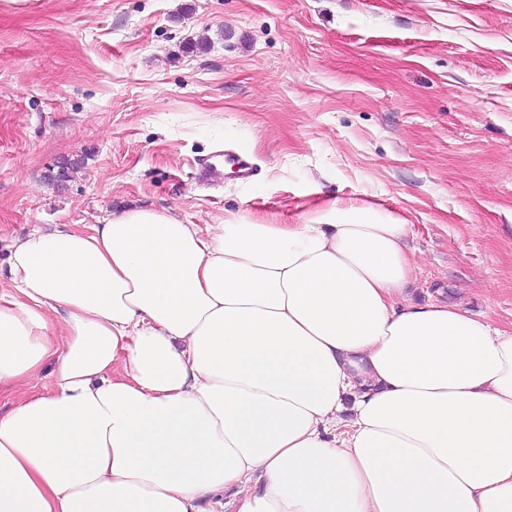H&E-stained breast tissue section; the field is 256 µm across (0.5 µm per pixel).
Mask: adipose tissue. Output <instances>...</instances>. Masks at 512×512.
<instances>
[{"mask_svg":"<svg viewBox=\"0 0 512 512\" xmlns=\"http://www.w3.org/2000/svg\"><path fill=\"white\" fill-rule=\"evenodd\" d=\"M411 227L333 202L34 229L0 287V512H512V330L408 299ZM51 364H46L43 371L39 374L25 380L22 384L14 388H4L0 390V409L6 410L16 399L23 396L44 395L50 389L49 372Z\"/></svg>","mask_w":512,"mask_h":512,"instance_id":"adipose-tissue-1","label":"adipose tissue"}]
</instances>
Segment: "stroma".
I'll return each instance as SVG.
<instances>
[{"instance_id":"35a3bbf8","label":"stroma","mask_w":512,"mask_h":512,"mask_svg":"<svg viewBox=\"0 0 512 512\" xmlns=\"http://www.w3.org/2000/svg\"><path fill=\"white\" fill-rule=\"evenodd\" d=\"M250 181L200 179L224 150ZM411 224L415 302L512 329V0L0 6V276L34 228L146 207Z\"/></svg>"}]
</instances>
